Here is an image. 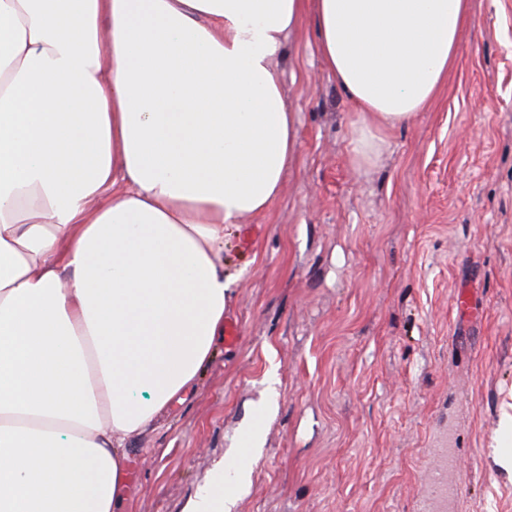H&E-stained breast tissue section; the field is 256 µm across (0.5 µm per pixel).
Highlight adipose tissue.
<instances>
[{"label": "adipose tissue", "mask_w": 512, "mask_h": 512, "mask_svg": "<svg viewBox=\"0 0 512 512\" xmlns=\"http://www.w3.org/2000/svg\"><path fill=\"white\" fill-rule=\"evenodd\" d=\"M311 20L354 158L459 57L468 0H0V512H115L126 440L224 329V231L300 147L274 65ZM251 462L185 512H230Z\"/></svg>", "instance_id": "obj_1"}]
</instances>
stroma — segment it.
Returning a JSON list of instances; mask_svg holds the SVG:
<instances>
[{
  "label": "stroma",
  "instance_id": "stroma-1",
  "mask_svg": "<svg viewBox=\"0 0 512 512\" xmlns=\"http://www.w3.org/2000/svg\"><path fill=\"white\" fill-rule=\"evenodd\" d=\"M470 9L447 83L365 164L313 27L291 33L299 157L252 249L224 236L238 342L216 339L184 401L128 442L118 512H184L256 420L234 512H422L442 437L447 512H512V0Z\"/></svg>",
  "mask_w": 512,
  "mask_h": 512
}]
</instances>
